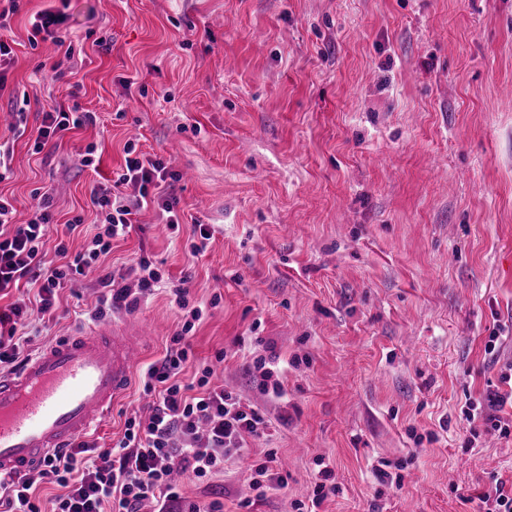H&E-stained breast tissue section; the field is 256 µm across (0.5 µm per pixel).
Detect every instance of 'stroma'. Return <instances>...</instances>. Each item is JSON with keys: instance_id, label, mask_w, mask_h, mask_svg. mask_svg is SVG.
<instances>
[{"instance_id": "1", "label": "stroma", "mask_w": 512, "mask_h": 512, "mask_svg": "<svg viewBox=\"0 0 512 512\" xmlns=\"http://www.w3.org/2000/svg\"><path fill=\"white\" fill-rule=\"evenodd\" d=\"M48 0H22L0 38L15 55L0 92V140L14 144L17 223L31 193L54 189L59 224L43 250L75 253L97 232L66 220L115 179L124 149L167 159L185 217L212 225L198 256L148 204L110 254L32 320L30 358L98 323L105 274L147 256L166 288L108 320L146 325L162 358L201 309L180 378L211 385L270 420L243 459L182 480L215 512H293L318 479L338 487L316 512H477L491 476L512 484V436L462 413L512 366V0H70L56 40L28 43ZM133 79L125 87V79ZM30 112L63 102L98 115L57 147L33 150ZM96 146L97 168L83 165ZM508 328L494 353V327ZM282 384L259 389L257 358ZM152 401L142 377L87 441L109 448ZM276 449L288 484L255 495L251 467ZM493 464L478 468L477 459ZM401 487L379 485V462Z\"/></svg>"}]
</instances>
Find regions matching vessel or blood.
<instances>
[{"mask_svg": "<svg viewBox=\"0 0 512 512\" xmlns=\"http://www.w3.org/2000/svg\"><path fill=\"white\" fill-rule=\"evenodd\" d=\"M148 343L136 322L98 323L0 375V480L26 478L47 454L102 423Z\"/></svg>", "mask_w": 512, "mask_h": 512, "instance_id": "vessel-or-blood-1", "label": "vessel or blood"}]
</instances>
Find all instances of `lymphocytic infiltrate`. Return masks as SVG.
Instances as JSON below:
<instances>
[{"instance_id":"f902f5d3","label":"lymphocytic infiltrate","mask_w":512,"mask_h":512,"mask_svg":"<svg viewBox=\"0 0 512 512\" xmlns=\"http://www.w3.org/2000/svg\"><path fill=\"white\" fill-rule=\"evenodd\" d=\"M95 121V113L55 103L41 114L34 147L43 151L46 146L57 145L66 131ZM176 179L163 159L126 157L125 171L115 186L99 184L91 190L90 201L101 226L91 247L72 255L67 247L58 246V263L45 270L40 267L39 253L55 221L51 193L33 194V215L23 224L15 223L11 200L0 195V298L28 277L39 284V313L50 312L58 290L83 276L107 254L113 239L129 233L149 195L160 201L170 229L179 230L181 216L172 193ZM126 274L136 280V289H109L99 298L96 314L133 310L141 297L152 294L162 282L143 256ZM28 313L29 305L22 299L0 312L1 365L19 358L20 347L14 337ZM200 316V310H192L189 320L171 336L166 354L147 367L145 386L157 392L148 417L128 418L122 439L113 447L80 442L46 458L36 477L0 483V512H39L32 499L38 480L62 487L54 512H141L148 501L156 504V512H214L197 503L183 504L173 475L189 472L201 479L222 470L226 460L242 455L248 438L264 434L267 422L258 410L243 406L232 393L210 387V369H203L198 379L199 394L188 395L187 385L181 384L179 375L188 360L185 340Z\"/></svg>"}]
</instances>
